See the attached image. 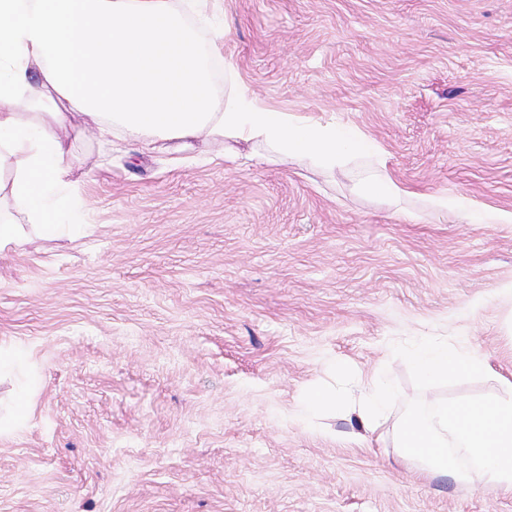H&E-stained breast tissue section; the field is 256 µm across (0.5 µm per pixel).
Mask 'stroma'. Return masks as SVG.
I'll use <instances>...</instances> for the list:
<instances>
[{"label":"stroma","mask_w":512,"mask_h":512,"mask_svg":"<svg viewBox=\"0 0 512 512\" xmlns=\"http://www.w3.org/2000/svg\"><path fill=\"white\" fill-rule=\"evenodd\" d=\"M263 106L362 129L424 212L512 210V0H215L201 34ZM86 236L0 254V512H512L426 479L394 424L412 403L512 379V224L415 223L302 162L175 163L68 132ZM440 336L489 373L424 379ZM384 372L379 435L310 387ZM24 394L27 413L16 414ZM428 207L438 216H448L449 210L459 212L469 220L480 224H512V210H488L474 200L462 196L433 195L428 198ZM336 392H326L320 388L308 391L299 404V413L304 417H313L325 408H336Z\"/></svg>","instance_id":"1"}]
</instances>
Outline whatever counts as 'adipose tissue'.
<instances>
[{"label": "adipose tissue", "mask_w": 512, "mask_h": 512, "mask_svg": "<svg viewBox=\"0 0 512 512\" xmlns=\"http://www.w3.org/2000/svg\"><path fill=\"white\" fill-rule=\"evenodd\" d=\"M210 0H0V253L21 246L30 232L53 236L59 209L79 210L69 178L74 164L61 137L75 115L88 117L81 136L119 134L141 148L184 152L198 140L223 141L224 156L261 143L267 163L303 161L330 175L363 167L364 191L399 207L406 189L392 177L382 150L357 128L313 123L259 104L225 64L223 96L211 86L221 37L200 44L197 23ZM438 216L456 211L481 224H512V210L485 209L474 200L430 196ZM430 379L487 373L488 364L464 347L422 337L409 354ZM392 398L388 384L359 378L346 409L360 428L381 427ZM400 456L426 478L450 476L464 486L486 484L512 494V381L467 403L408 408L396 433Z\"/></svg>", "instance_id": "obj_1"}]
</instances>
